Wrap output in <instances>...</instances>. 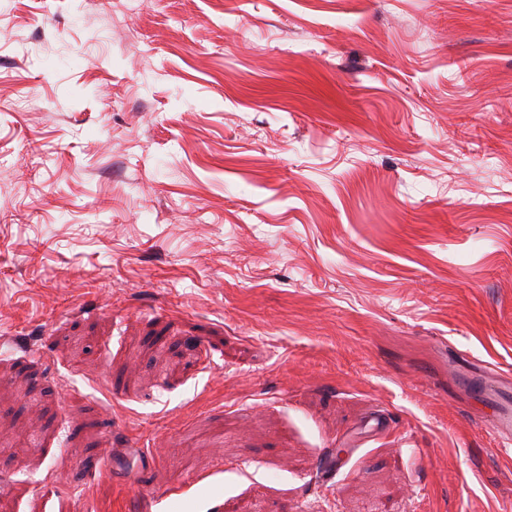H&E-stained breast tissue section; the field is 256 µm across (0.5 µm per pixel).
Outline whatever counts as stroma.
Wrapping results in <instances>:
<instances>
[{
  "label": "stroma",
  "instance_id": "stroma-1",
  "mask_svg": "<svg viewBox=\"0 0 512 512\" xmlns=\"http://www.w3.org/2000/svg\"><path fill=\"white\" fill-rule=\"evenodd\" d=\"M124 4L0 0V500L512 512V0ZM475 391L491 404L492 427L495 434L507 445L512 442V398L505 393L493 399L486 380L476 379ZM493 400V402H491Z\"/></svg>",
  "mask_w": 512,
  "mask_h": 512
}]
</instances>
